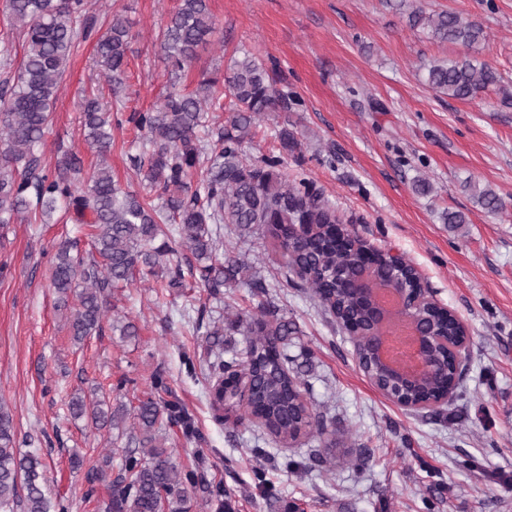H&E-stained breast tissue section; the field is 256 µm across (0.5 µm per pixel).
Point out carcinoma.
Segmentation results:
<instances>
[{"instance_id": "cac0c4a2", "label": "carcinoma", "mask_w": 512, "mask_h": 512, "mask_svg": "<svg viewBox=\"0 0 512 512\" xmlns=\"http://www.w3.org/2000/svg\"><path fill=\"white\" fill-rule=\"evenodd\" d=\"M0 13L24 46L13 77L0 84V224L27 221L35 214L49 218L63 207L73 212L77 223L95 228L93 255L75 254L72 244L63 241L52 258V285L59 302L66 306L71 296L77 301L68 317L74 341L79 343L101 328L112 309V289L139 280L159 277L165 288H186L192 279L219 295L225 283L249 271L247 264L230 254L218 255L221 225L232 224L241 239L257 231L270 237L283 276L299 278L309 297L342 330L356 331L350 339L365 374L375 380L384 376L366 337L357 335L365 322L363 307L338 287L358 273L363 253L351 242L336 239L333 225L342 220L335 205L306 179L288 178L284 166L288 152L297 146L293 134L286 127L279 131L276 154L254 162L244 158L243 144L252 138L258 117L286 109L290 101L299 102L277 87L275 66L246 53L234 60L223 86L209 78L192 93L169 90L160 105L129 117L143 135V154L132 158L134 167L143 172L139 193L121 188L108 164L112 126L123 125L119 88L125 83L132 39L129 20L115 13L97 35L94 63L111 84L114 100L106 105L92 94L80 103L84 141L99 159L84 178L77 154L63 153L50 170L43 166L41 148L67 67L80 44L96 35L86 0H4ZM408 21L433 39L468 51L485 40L483 26L458 12L426 13L415 7ZM215 32L209 0H178L160 37L170 71L189 66ZM425 80L436 91L460 100L473 99L491 86L504 89L496 69L468 53L431 62ZM226 97L233 112L227 127L221 122ZM196 174L199 178L193 186ZM464 187L482 209L491 213L502 209L493 190L472 180ZM290 224L306 225L291 243ZM180 247L188 249L193 259L186 263L171 259ZM375 259L381 273L419 282L411 264L393 268L381 252ZM416 316L428 335L447 341L433 353L437 372L406 388L408 399L429 403L448 388L458 389L460 372L451 348L463 330L451 312L431 305L420 308ZM235 323L245 336L238 358H222L223 326L215 325L209 332L210 351L215 354L209 363L214 378L212 406L224 409V378L233 379L241 370L250 378V395L238 408L239 418L260 424L283 447L302 436L325 448L343 443L307 398L304 371L288 356V337L297 333L296 324L266 319L263 304L256 314L236 315ZM151 391L156 397L131 410L112 408L95 396H74L69 401L74 418L86 417L98 430H118L127 437L118 472L112 473L108 455L89 480L88 497L95 492L93 483H107L105 512H188L191 493L199 484L204 461L182 467L166 447L168 424L179 423L187 437L194 436L190 418L177 403L161 397L169 391L163 374L152 376ZM43 481L41 456L18 452L13 418L0 403V512H49Z\"/></svg>"}]
</instances>
